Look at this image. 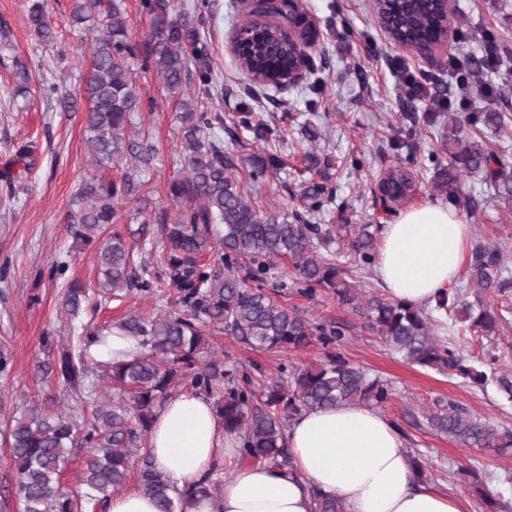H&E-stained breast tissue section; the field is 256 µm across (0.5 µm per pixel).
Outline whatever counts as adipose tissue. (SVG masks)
I'll return each instance as SVG.
<instances>
[{
    "instance_id": "obj_1",
    "label": "adipose tissue",
    "mask_w": 512,
    "mask_h": 512,
    "mask_svg": "<svg viewBox=\"0 0 512 512\" xmlns=\"http://www.w3.org/2000/svg\"><path fill=\"white\" fill-rule=\"evenodd\" d=\"M471 228L446 204L400 212L381 231L377 272L390 298L424 304L453 288ZM286 438L295 471L264 464L238 468L223 482V512H312V494L340 498L345 512H465L461 497L418 480L394 424L364 404L303 412ZM212 402L187 392L156 408L148 452L154 468L184 493V512H214L194 494L204 475L239 456Z\"/></svg>"
}]
</instances>
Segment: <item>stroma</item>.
<instances>
[{"instance_id": "1", "label": "stroma", "mask_w": 512, "mask_h": 512, "mask_svg": "<svg viewBox=\"0 0 512 512\" xmlns=\"http://www.w3.org/2000/svg\"><path fill=\"white\" fill-rule=\"evenodd\" d=\"M56 26L54 45L39 44L27 17V0H0V173L12 171L14 183L0 180V351L8 354L11 370L0 374V512H19L14 493L7 427L22 406L40 404L58 389L41 380L36 366L46 360L48 336H64L68 330L60 318L58 299L68 280L94 283L97 277L95 246L77 239L70 216L77 209V192L90 169L84 145V114L90 107L79 91L90 71V48L80 43L69 28L73 0H48ZM301 9L320 30V52L325 58L321 94L296 89L262 88L246 80L238 70L228 43L243 13L242 0H214L211 11L196 25L208 51L217 84L210 108L225 117L255 111L270 114L272 137L280 136L292 121H314L322 131L316 155L331 156L330 180L336 202L316 218L319 224H389L409 206L438 201L433 189L438 139L433 128L419 122L420 136L412 145L393 148L409 126L403 119L408 86L395 71L404 62L411 73H445L447 98L459 103L463 91L448 77V57L460 60L481 56L487 35L502 36L512 54V0H452L453 28L466 40L453 41L451 52H440L435 64H427L394 44L372 9V0H299ZM26 71L29 95L18 94V73ZM53 78L79 95V109L63 112L39 93L42 78ZM132 83L151 103V110L134 114V123L148 129L157 149L150 181L142 189L147 209L174 210L168 189L180 175L177 156L181 143L175 115L178 94L169 92L151 70L135 67ZM317 102L316 110L306 100ZM29 152V165L15 161L19 148ZM307 144L282 141L280 153L286 169L268 175L258 195L260 207L285 213L301 209L302 185L316 178L304 160ZM358 158L360 168L349 166ZM408 171L412 183L404 197L383 202L379 182L388 172ZM464 194L483 200L469 217L471 240L503 247L512 268V200L489 197L479 181L462 184ZM136 205L121 207L116 225L127 243L162 251L156 225H143ZM66 263L61 278H50L54 263ZM280 299L313 321L332 320L349 327L347 340L337 346L350 364L370 376L380 377L392 389L382 413L402 428L410 454L425 464L423 479L430 485L462 497L467 512H490L483 497L501 502L500 512H512V448L496 453L471 448L436 433L426 415L436 402H452L470 416L498 429L512 431V400L495 383L478 387L468 379L406 363L375 333L364 331L362 318L342 306L333 293L318 290L313 298L286 288ZM159 299L131 291L122 298L87 310L83 319L104 326L134 312H156ZM225 368L253 367V379L276 376L279 365L294 370L314 368L325 359L322 345L286 351L255 350L223 332L212 336Z\"/></svg>"}]
</instances>
